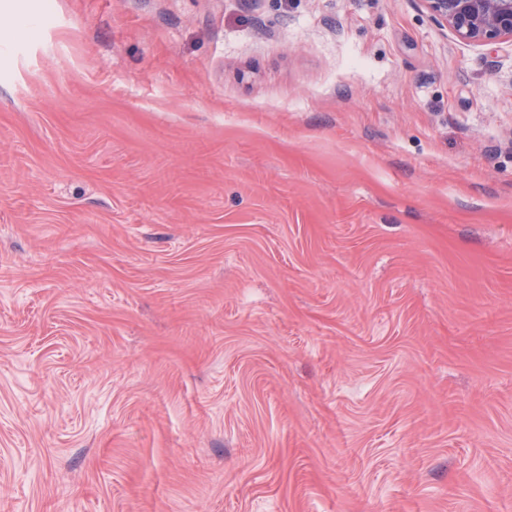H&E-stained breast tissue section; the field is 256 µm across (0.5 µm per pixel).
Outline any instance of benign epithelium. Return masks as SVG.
I'll use <instances>...</instances> for the list:
<instances>
[{"mask_svg":"<svg viewBox=\"0 0 512 512\" xmlns=\"http://www.w3.org/2000/svg\"><path fill=\"white\" fill-rule=\"evenodd\" d=\"M438 25L479 45L512 43V0H424Z\"/></svg>","mask_w":512,"mask_h":512,"instance_id":"benign-epithelium-1","label":"benign epithelium"}]
</instances>
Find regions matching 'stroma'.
I'll use <instances>...</instances> for the list:
<instances>
[{
  "instance_id": "35a3bbf8",
  "label": "stroma",
  "mask_w": 512,
  "mask_h": 512,
  "mask_svg": "<svg viewBox=\"0 0 512 512\" xmlns=\"http://www.w3.org/2000/svg\"><path fill=\"white\" fill-rule=\"evenodd\" d=\"M42 2L0 0V512H512V45Z\"/></svg>"
}]
</instances>
